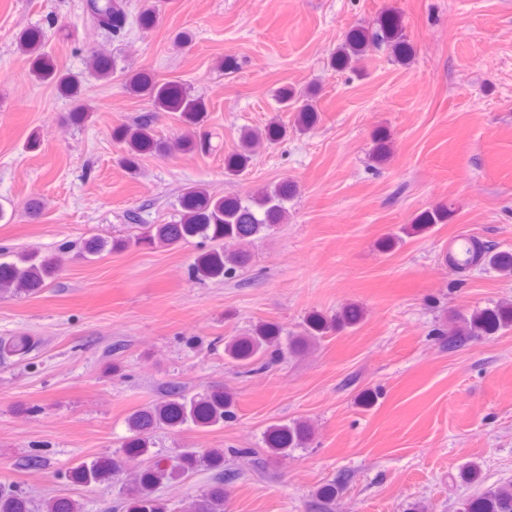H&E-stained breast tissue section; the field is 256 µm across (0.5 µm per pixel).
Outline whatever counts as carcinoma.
<instances>
[{"label":"carcinoma","instance_id":"1","mask_svg":"<svg viewBox=\"0 0 512 512\" xmlns=\"http://www.w3.org/2000/svg\"><path fill=\"white\" fill-rule=\"evenodd\" d=\"M126 6L127 0H85L84 3L85 12L95 25L114 37L124 30ZM370 42L391 44L393 53L399 57L411 52L402 39L398 23L387 19L374 33L368 32L364 26L352 28L337 53L331 57V67L344 68L359 60ZM16 43L18 50L29 58L32 77L40 83L54 86L66 98L78 99L85 82L107 80L114 72L111 58L95 53L90 55L83 74L59 70L45 51V35L39 28L20 31ZM125 88L133 94L149 97L153 106V110L140 114L133 123L122 125L115 131L116 138L125 145L120 162L128 171H135L140 158L147 154L207 150V140L200 133L207 117L205 103L199 97H190L181 82L169 81L158 87L148 77L136 73L127 78ZM278 105L281 109L297 112L296 132L309 131L317 121L318 113L312 100L306 98L301 102L292 90L285 89L279 94ZM157 112L179 114L188 131L171 142L156 138L153 123ZM287 134L288 129L277 123L269 125L263 132L244 129L240 148L226 160L225 174L238 176L247 169L251 149L256 142L264 138L275 143ZM293 193L294 185L288 180L270 190L262 188L250 195L234 198H217L202 187H187L180 196L178 220L170 224H147L143 232L132 237V242L168 247L201 237L209 241L211 247L197 258L192 273L201 278L234 279L247 258L242 245L251 243L257 236L286 220L285 203ZM447 221V208L441 206L426 210L413 220L406 234H415ZM230 242L238 244L239 248L226 249L225 245ZM123 247V242L110 244L95 238L84 243L82 253L96 255L107 248ZM445 261L459 281L465 280L477 268L512 277V251L499 250L475 235L460 236L456 248L446 254ZM57 270V263L40 257L36 252L12 253L0 249V294L34 292L43 287ZM362 317V311L353 305L342 308L329 318L312 315L299 325V329L288 332L286 345L281 342L283 329L276 323L263 322L243 335L225 341L224 357L251 372L287 354H297L309 348L329 332L352 327ZM511 330L512 303H497L470 312L459 311L451 317L450 325L437 330V333L448 335V347L453 348L471 337ZM31 348L27 338L0 340L1 353L23 357ZM234 417V400L224 390L194 392L179 383L170 384L160 400L129 416L131 435L126 439L122 452L81 461L71 468L69 475L88 486L112 483L124 475L128 457L145 458L147 465L119 487L115 504L111 506L112 512H170L160 490L193 471H208L211 486L189 500L181 512H226V485L235 480L237 472L225 464L224 453L238 457L252 455L255 449L183 448L176 463L165 464L161 454L152 451L151 434L162 427L180 428L190 424L200 428L214 427ZM310 436L311 429L303 421L271 424L264 432V452L273 458L286 456L291 450L306 447ZM337 493L338 487L334 483L316 490V505L320 512H330L331 502ZM0 512H81V507L64 498L45 499L37 504L26 493L0 485ZM459 512H512V484L486 487L477 496L461 503Z\"/></svg>","mask_w":512,"mask_h":512}]
</instances>
